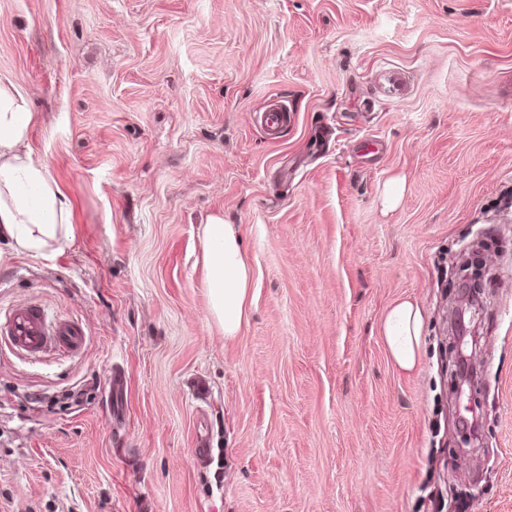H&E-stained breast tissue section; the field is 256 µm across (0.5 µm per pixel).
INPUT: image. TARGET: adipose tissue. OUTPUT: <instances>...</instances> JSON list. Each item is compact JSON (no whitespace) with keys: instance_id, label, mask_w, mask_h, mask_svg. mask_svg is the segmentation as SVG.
<instances>
[{"instance_id":"adipose-tissue-1","label":"adipose tissue","mask_w":512,"mask_h":512,"mask_svg":"<svg viewBox=\"0 0 512 512\" xmlns=\"http://www.w3.org/2000/svg\"><path fill=\"white\" fill-rule=\"evenodd\" d=\"M32 114L24 96L0 83V241L17 252L39 254L69 238L71 202L27 147ZM210 309L225 337L237 336L246 319L252 281L238 225L209 217L201 229ZM424 319L416 301L392 304L382 339L396 366L416 368Z\"/></svg>"}]
</instances>
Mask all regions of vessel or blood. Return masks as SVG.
<instances>
[{
    "instance_id": "obj_1",
    "label": "vessel or blood",
    "mask_w": 512,
    "mask_h": 512,
    "mask_svg": "<svg viewBox=\"0 0 512 512\" xmlns=\"http://www.w3.org/2000/svg\"><path fill=\"white\" fill-rule=\"evenodd\" d=\"M0 338L16 353L37 358L51 352L80 353L86 332L81 322L51 316L41 304L30 301L15 305L0 319Z\"/></svg>"
}]
</instances>
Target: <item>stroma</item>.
<instances>
[{
  "instance_id": "35a3bbf8",
  "label": "stroma",
  "mask_w": 512,
  "mask_h": 512,
  "mask_svg": "<svg viewBox=\"0 0 512 512\" xmlns=\"http://www.w3.org/2000/svg\"><path fill=\"white\" fill-rule=\"evenodd\" d=\"M0 82L73 236L0 249V308L86 330L77 355L0 347V512H512V0H0ZM212 215L253 270L232 339ZM478 238V388L457 398L463 291L439 260ZM404 298L410 373L380 336ZM201 240L210 309L225 338H233L246 319L253 276L240 230L238 225L224 222V217L212 216L202 225ZM424 319L416 301L403 299L392 304L382 321V339L396 366L404 371L414 370L422 348Z\"/></svg>"
}]
</instances>
